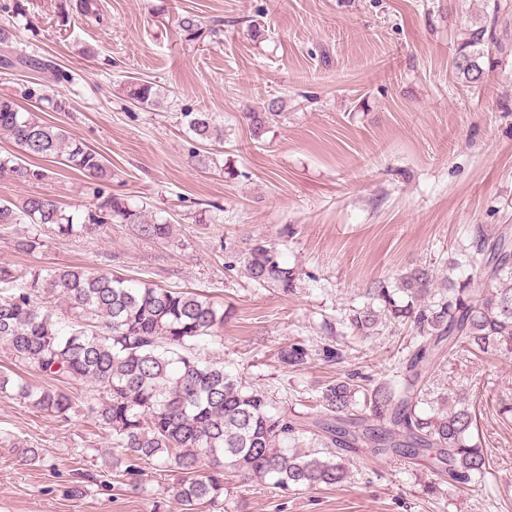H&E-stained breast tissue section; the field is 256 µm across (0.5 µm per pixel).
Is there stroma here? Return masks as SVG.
Segmentation results:
<instances>
[{"instance_id": "obj_1", "label": "stroma", "mask_w": 512, "mask_h": 512, "mask_svg": "<svg viewBox=\"0 0 512 512\" xmlns=\"http://www.w3.org/2000/svg\"><path fill=\"white\" fill-rule=\"evenodd\" d=\"M0 0L10 49L71 75L0 70V95L99 152L112 170L106 192L146 203L173 234L147 239L128 224H99L66 238L31 224H0V266L109 269L222 303L221 336L201 356L251 388L316 412L322 388L349 372L369 386L392 377L412 343L409 327L352 335L349 310L375 282L409 268L462 280L476 229L512 224V7L495 0ZM192 12L222 26L218 41H185L176 23ZM494 24L505 51L482 83L457 79L468 30ZM162 86L168 106H134L129 81ZM288 117L251 140L243 118L269 96ZM61 109L48 106V99ZM209 112L224 141L200 145L182 113ZM212 161H205V154ZM45 179L0 178V200L32 194L69 211L92 206L95 181L60 160ZM37 252L16 241L33 232ZM272 244L298 273L284 293L252 282L236 252ZM301 342L308 362L283 367L281 348ZM340 349L342 359L323 348ZM438 393L465 394L488 461L482 484L449 486L420 462L348 454L345 482L284 491L226 475L227 512H512V354L461 352L429 372ZM68 419L0 394V512H151L167 481L141 468L140 488L110 466L107 429L86 412L93 393L71 380ZM22 448L43 460H22ZM83 483L76 498L70 488Z\"/></svg>"}]
</instances>
